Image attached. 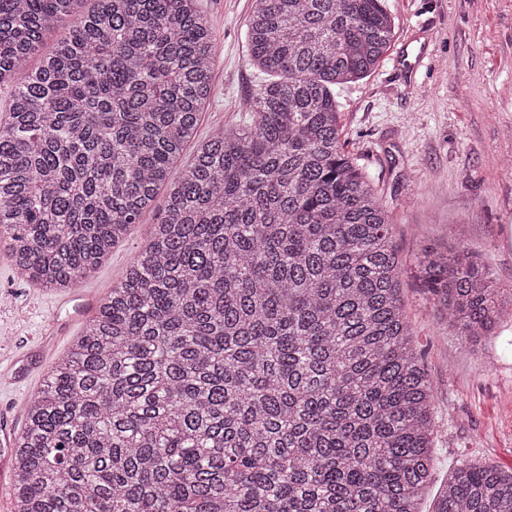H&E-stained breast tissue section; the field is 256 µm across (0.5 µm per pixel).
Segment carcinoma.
<instances>
[{
    "mask_svg": "<svg viewBox=\"0 0 512 512\" xmlns=\"http://www.w3.org/2000/svg\"><path fill=\"white\" fill-rule=\"evenodd\" d=\"M80 3L0 0V232L22 275L71 289L163 188L165 230L29 400L16 512H418L434 390L338 122L337 90L389 49L387 0H251L249 54L277 80L172 183L211 90L208 20ZM417 273L458 335H490L499 289L466 248H425ZM434 512H512V471L461 463Z\"/></svg>",
    "mask_w": 512,
    "mask_h": 512,
    "instance_id": "1",
    "label": "carcinoma"
}]
</instances>
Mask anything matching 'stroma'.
Segmentation results:
<instances>
[{
  "instance_id": "1",
  "label": "stroma",
  "mask_w": 512,
  "mask_h": 512,
  "mask_svg": "<svg viewBox=\"0 0 512 512\" xmlns=\"http://www.w3.org/2000/svg\"><path fill=\"white\" fill-rule=\"evenodd\" d=\"M394 37L375 70L340 94L345 150L386 205L404 261L402 299L435 391L432 482L420 504L433 512L453 469L476 461L512 469V0H389ZM217 43L199 139L249 120L245 99L269 80L253 65L246 36L251 0H194ZM424 59L412 77L401 53ZM156 222L142 214L82 289L106 297ZM464 245L498 288L503 315L493 336H456L415 262L426 247ZM0 237V364L19 357L23 376L0 379V422L21 430L22 406L52 365L37 345L53 322L66 324L51 347L65 354L79 318L57 309L51 289L18 275Z\"/></svg>"
}]
</instances>
